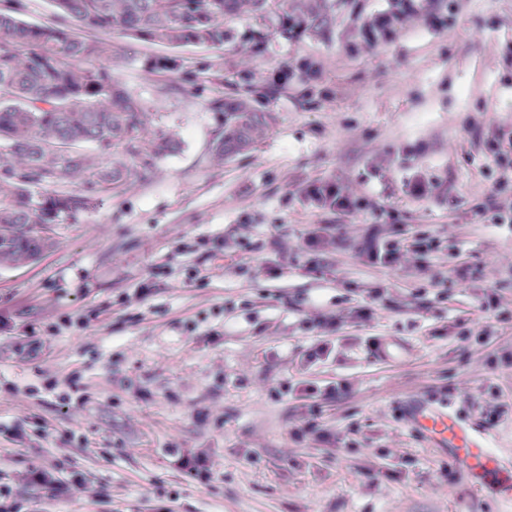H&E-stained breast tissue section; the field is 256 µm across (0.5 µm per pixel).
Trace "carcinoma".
<instances>
[{"mask_svg": "<svg viewBox=\"0 0 512 512\" xmlns=\"http://www.w3.org/2000/svg\"><path fill=\"white\" fill-rule=\"evenodd\" d=\"M52 19L27 21L35 0H0V267L33 262L52 242L34 232L88 208L103 193L143 179L179 143L148 125L143 100L112 73V34L171 46H220L224 17L267 0H47ZM150 74L181 60L149 56ZM213 142L222 160L247 149L271 116L219 93ZM112 154L105 166L100 157Z\"/></svg>", "mask_w": 512, "mask_h": 512, "instance_id": "obj_1", "label": "carcinoma"}]
</instances>
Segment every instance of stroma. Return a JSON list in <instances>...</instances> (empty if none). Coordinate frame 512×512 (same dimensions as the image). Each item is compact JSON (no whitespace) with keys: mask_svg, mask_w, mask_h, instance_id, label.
<instances>
[{"mask_svg":"<svg viewBox=\"0 0 512 512\" xmlns=\"http://www.w3.org/2000/svg\"><path fill=\"white\" fill-rule=\"evenodd\" d=\"M392 5L270 0L268 17L228 16L221 48L113 37V73L180 148L78 220L40 225L53 246L39 261L0 268V483L22 512H512L403 413L434 399L512 459V227L498 222L512 184L497 190L493 152L512 141V0H424L370 31ZM283 9L310 18L302 37L271 21ZM170 53L223 69L228 97L287 71L257 102L271 121L250 149L213 158L215 86L201 76L166 96L141 67ZM418 178L431 196L407 195ZM320 183L382 205L387 229L438 235L429 266L371 265L357 249L367 214L316 206L307 190ZM323 224L342 250L307 247ZM274 236L276 278L262 272ZM458 255L472 274L440 297L434 279ZM375 288L384 305L355 317ZM319 315L338 325L330 357L312 364ZM484 321L497 328L486 343L474 334ZM374 341L390 358L373 356ZM337 384L336 402L305 395ZM496 405L506 412L491 426ZM192 451L209 481L178 465ZM33 469L80 487L57 497L27 481Z\"/></svg>","mask_w":512,"mask_h":512,"instance_id":"35a3bbf8","label":"stroma"}]
</instances>
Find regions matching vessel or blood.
Returning <instances> with one entry per match:
<instances>
[{"mask_svg": "<svg viewBox=\"0 0 512 512\" xmlns=\"http://www.w3.org/2000/svg\"><path fill=\"white\" fill-rule=\"evenodd\" d=\"M404 411L434 447L447 449L458 473L470 486L493 499L512 501V463L491 448L473 425L422 399L408 402Z\"/></svg>", "mask_w": 512, "mask_h": 512, "instance_id": "b4317fda", "label": "vessel or blood"}]
</instances>
